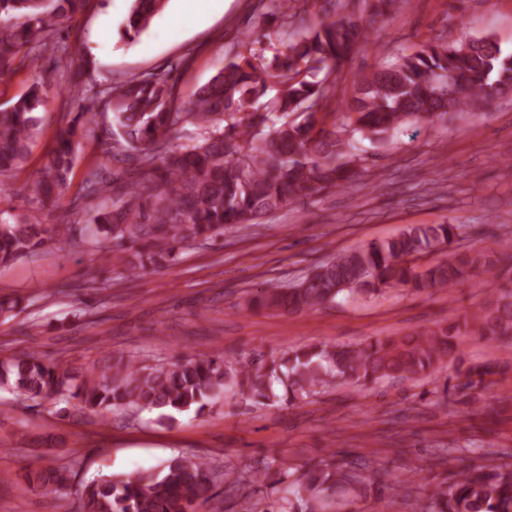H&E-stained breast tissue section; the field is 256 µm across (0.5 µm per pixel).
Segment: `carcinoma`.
<instances>
[{
	"label": "carcinoma",
	"mask_w": 512,
	"mask_h": 512,
	"mask_svg": "<svg viewBox=\"0 0 512 512\" xmlns=\"http://www.w3.org/2000/svg\"><path fill=\"white\" fill-rule=\"evenodd\" d=\"M86 0H0V74L17 62L35 63L43 52H61L67 83L84 84V73L63 61L67 47L50 43L59 26ZM299 0H271L282 23L304 22ZM369 20L405 7L399 0H362ZM350 0H336L337 19L306 27L285 50L265 58L237 51L182 100L166 73L113 82L85 90L81 111L60 126L43 157L31 189L27 215L0 217V266L37 255L51 245L80 244L73 224H46V202H61L69 186L80 140L95 136L105 153L135 161L131 174L92 170L67 205L78 216L95 212L98 260L120 278L156 272L178 261L187 246L216 243L224 229L253 224L291 201L342 189L363 175V149L355 135L384 145L402 127L448 123L488 108L512 92V54L490 35L424 45L354 79L343 100L341 123L321 113L336 96L337 75L367 40L368 26L344 14ZM165 7V0H131L124 37L134 40ZM44 84L0 109V195L6 179L26 162L37 133L36 113L46 106ZM111 113L95 133L98 113ZM201 141L173 145L172 134L187 126ZM458 224L405 230L321 263L293 286L267 284L248 300L254 310L304 312L335 300L341 292L370 286L418 292L454 288L478 270L512 278V244L497 239L482 250L452 252L423 263V254L449 245ZM463 335L487 341L512 340V290L488 289L478 312L446 326L337 346L318 343L275 359L230 362L224 353L181 351L159 364L132 358L84 371L35 350L0 360V390L27 409L59 415L71 406L81 414L107 417L116 410L155 411L161 420L177 413H203L231 392L247 400L289 402L315 396L336 381L365 386L385 378L432 376L456 354ZM224 475L226 493L241 490L234 471L221 472L201 456L177 455L158 467L130 474L104 473L80 492V512H202L210 503L211 476ZM44 497L60 493L70 471L27 473ZM376 476L334 458L306 461L279 498L278 512H338L336 492L359 496L377 489ZM418 512H512V464L461 470L434 486Z\"/></svg>",
	"instance_id": "cac0c4a2"
}]
</instances>
